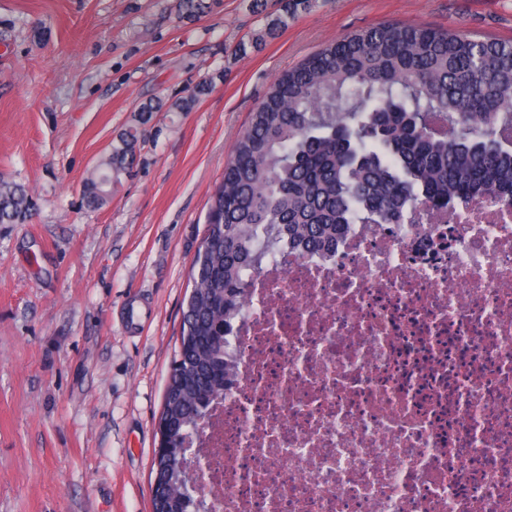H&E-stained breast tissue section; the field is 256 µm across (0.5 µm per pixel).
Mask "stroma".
I'll use <instances>...</instances> for the list:
<instances>
[{
    "label": "stroma",
    "mask_w": 512,
    "mask_h": 512,
    "mask_svg": "<svg viewBox=\"0 0 512 512\" xmlns=\"http://www.w3.org/2000/svg\"><path fill=\"white\" fill-rule=\"evenodd\" d=\"M0 0V179L35 203L0 225V512H152L157 423L209 198L272 80L388 23L512 40V0H320L263 28L251 0ZM186 112L154 113L198 82ZM135 163L100 209L82 189L118 136ZM316 3V0H286L283 4V14L270 19L266 23L264 30L259 31L252 36L249 44L253 48H258L265 40V37L274 35L278 29L287 25L288 17L294 18L299 9L302 11H309L315 7Z\"/></svg>",
    "instance_id": "stroma-1"
}]
</instances>
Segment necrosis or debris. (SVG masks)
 Returning a JSON list of instances; mask_svg holds the SVG:
<instances>
[{"instance_id":"obj_1","label":"necrosis or debris","mask_w":512,"mask_h":512,"mask_svg":"<svg viewBox=\"0 0 512 512\" xmlns=\"http://www.w3.org/2000/svg\"><path fill=\"white\" fill-rule=\"evenodd\" d=\"M198 454L212 512H512V210L269 262Z\"/></svg>"}]
</instances>
